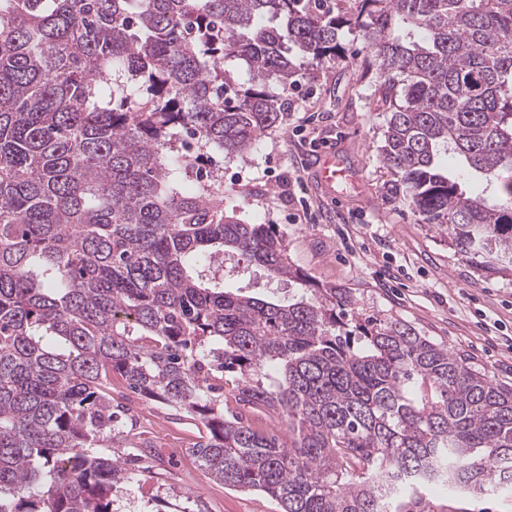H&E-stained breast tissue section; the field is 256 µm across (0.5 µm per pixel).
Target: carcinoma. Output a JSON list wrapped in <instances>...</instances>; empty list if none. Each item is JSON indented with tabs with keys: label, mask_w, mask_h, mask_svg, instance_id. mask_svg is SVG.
I'll list each match as a JSON object with an SVG mask.
<instances>
[{
	"label": "carcinoma",
	"mask_w": 512,
	"mask_h": 512,
	"mask_svg": "<svg viewBox=\"0 0 512 512\" xmlns=\"http://www.w3.org/2000/svg\"><path fill=\"white\" fill-rule=\"evenodd\" d=\"M345 27L388 112L386 196L512 274V0H0V512H114L141 482L114 374L279 512L512 494V387L310 284L183 150L248 152L282 122L289 53L336 58ZM228 259L300 289H232ZM116 440L126 458L93 452Z\"/></svg>",
	"instance_id": "cac0c4a2"
}]
</instances>
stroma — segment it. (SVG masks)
Segmentation results:
<instances>
[{
  "label": "stroma",
  "instance_id": "obj_1",
  "mask_svg": "<svg viewBox=\"0 0 512 512\" xmlns=\"http://www.w3.org/2000/svg\"><path fill=\"white\" fill-rule=\"evenodd\" d=\"M341 45L339 57L302 65L297 89H279L284 119L247 154H215L224 203L243 222L272 225L310 283L351 289L362 317L407 321L511 386L512 276L481 271L408 205L385 200L390 175L377 147L386 114L363 70L358 32L343 30ZM328 144L345 154L357 179L334 204L315 188L305 162ZM112 395L126 397L134 435L152 448L141 483L118 493L119 512H154L152 496L170 490L175 512H276L263 494L226 490L192 463L186 450L198 429L191 421L119 383Z\"/></svg>",
  "mask_w": 512,
  "mask_h": 512
}]
</instances>
